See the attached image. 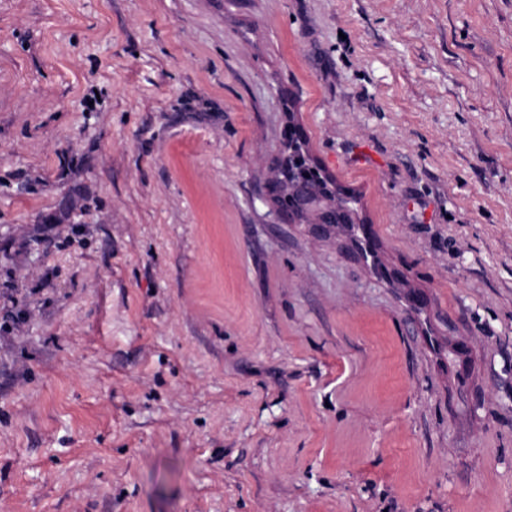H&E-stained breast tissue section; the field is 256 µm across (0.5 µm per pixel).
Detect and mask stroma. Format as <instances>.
I'll return each mask as SVG.
<instances>
[{"label": "stroma", "instance_id": "35a3bbf8", "mask_svg": "<svg viewBox=\"0 0 512 512\" xmlns=\"http://www.w3.org/2000/svg\"><path fill=\"white\" fill-rule=\"evenodd\" d=\"M0 512H512V0H0ZM304 139L302 135L291 140L293 153L288 156V162L281 168L275 182L274 189L278 192L280 201L288 198V207H295V189L298 186L310 188L316 194L323 198L336 203V189L333 191L331 187H336L335 180L330 176L322 173L317 164L311 160L303 149ZM303 193H300L296 199V208L293 213L294 220L298 219L305 214L315 216V224L319 225V228L323 231L334 227L336 224V212L329 211L323 201L316 196L305 192L306 189H302Z\"/></svg>", "mask_w": 512, "mask_h": 512}]
</instances>
